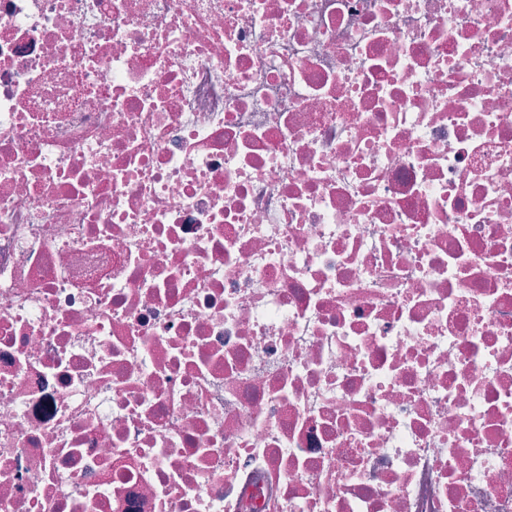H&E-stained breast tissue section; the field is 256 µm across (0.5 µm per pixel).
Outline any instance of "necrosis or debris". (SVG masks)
Wrapping results in <instances>:
<instances>
[{
  "label": "necrosis or debris",
  "mask_w": 512,
  "mask_h": 512,
  "mask_svg": "<svg viewBox=\"0 0 512 512\" xmlns=\"http://www.w3.org/2000/svg\"><path fill=\"white\" fill-rule=\"evenodd\" d=\"M0 512H512V0H0Z\"/></svg>",
  "instance_id": "1"
}]
</instances>
